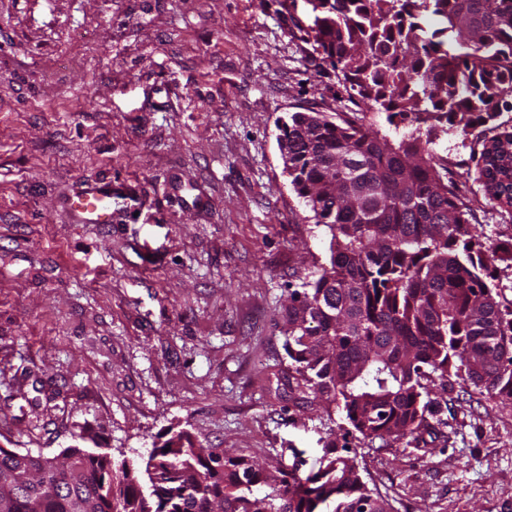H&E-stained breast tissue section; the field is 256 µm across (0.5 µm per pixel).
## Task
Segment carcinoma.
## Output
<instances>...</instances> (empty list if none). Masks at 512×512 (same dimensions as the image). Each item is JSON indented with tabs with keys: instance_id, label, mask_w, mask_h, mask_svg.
<instances>
[{
	"instance_id": "1",
	"label": "carcinoma",
	"mask_w": 512,
	"mask_h": 512,
	"mask_svg": "<svg viewBox=\"0 0 512 512\" xmlns=\"http://www.w3.org/2000/svg\"><path fill=\"white\" fill-rule=\"evenodd\" d=\"M314 51L349 101L385 114L290 112L288 176L329 259L282 306L288 400L324 427L321 454L259 463L170 431L145 466L79 445L0 447V512H391L339 440L428 445L455 377L512 405V269L448 182V136L472 139L490 200L512 215V0H311ZM346 422L336 425V413ZM343 434H337V431Z\"/></svg>"
}]
</instances>
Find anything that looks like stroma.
<instances>
[{"label":"stroma","mask_w":512,"mask_h":512,"mask_svg":"<svg viewBox=\"0 0 512 512\" xmlns=\"http://www.w3.org/2000/svg\"><path fill=\"white\" fill-rule=\"evenodd\" d=\"M305 0H0V444L142 462L187 429L272 463L323 427L266 372L281 304L329 237L283 169L288 113L352 112L295 26ZM448 140V179L487 241L512 238ZM112 182L108 224L70 223ZM427 447L365 445L394 512H512V406L449 385Z\"/></svg>","instance_id":"35a3bbf8"}]
</instances>
